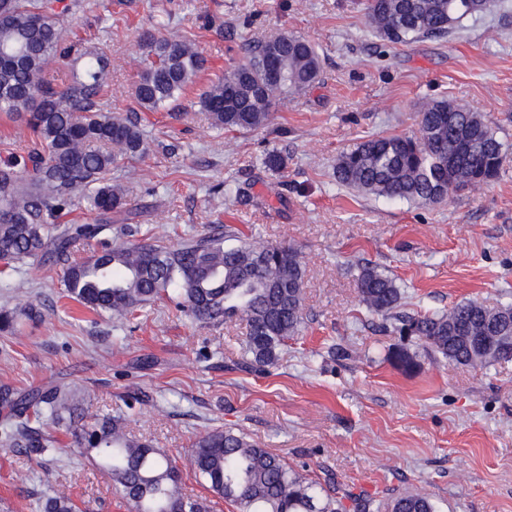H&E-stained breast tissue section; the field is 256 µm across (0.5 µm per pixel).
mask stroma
Returning <instances> with one entry per match:
<instances>
[{"mask_svg":"<svg viewBox=\"0 0 512 512\" xmlns=\"http://www.w3.org/2000/svg\"><path fill=\"white\" fill-rule=\"evenodd\" d=\"M365 0H83L75 30L104 51L112 109L136 113L150 151L113 172L131 220L113 236L171 241L217 226L296 249L304 323L270 366L244 352L245 321H192L158 303L124 339L65 294L61 267L0 265V307L33 317L0 333V383L25 391L85 388L91 416L125 417L132 435L185 460L197 434L242 430L317 481L384 499L424 489L437 512H512V359L455 365L406 344L394 321L359 301L356 267L401 286L398 310L427 314L478 298L512 304V0L459 20L444 38L396 43L368 25ZM195 38L210 69L185 96L186 117L140 109L132 96L143 30ZM280 33L312 42L318 83L280 100L268 126L211 128L194 101L244 47ZM449 99L485 115L506 151L500 177L446 202L375 198L336 183L341 152L369 135L414 134L416 115ZM287 158L275 173L267 151ZM415 353L402 370L398 347ZM41 454L0 446V512H30L57 491L81 512H130L68 429Z\"/></svg>","mask_w":512,"mask_h":512,"instance_id":"obj_1","label":"stroma"}]
</instances>
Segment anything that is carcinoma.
Here are the masks:
<instances>
[{
  "label": "carcinoma",
  "mask_w": 512,
  "mask_h": 512,
  "mask_svg": "<svg viewBox=\"0 0 512 512\" xmlns=\"http://www.w3.org/2000/svg\"><path fill=\"white\" fill-rule=\"evenodd\" d=\"M73 5L63 0H0V112L18 117L11 154L0 158V261L64 266L67 293L85 307L123 327L152 303L168 301L193 320L220 324L244 320L245 353L259 367L273 364L278 350L303 323V268L292 247L252 238L224 245V232L192 236L176 245L151 235L138 244L99 238L126 220L127 200L112 186V169L141 158L148 140L138 120L109 108L108 58L77 45L66 24ZM373 27L393 42L444 38L466 17L457 0H368ZM283 80L269 85L265 62L272 46ZM143 70L134 99L143 109L180 106L188 87L207 68L205 55L186 36L146 30L138 42ZM72 65L67 82L46 78L49 64ZM319 55L310 41L281 33L249 49L243 63L224 71L199 95L200 110L214 128L250 131L268 124L277 99L318 82ZM423 137L373 136L336 160V181L377 197L441 203L463 188L497 179L503 143L484 115L446 99L418 113ZM98 215L94 224H74L57 235L48 220L70 207L74 195ZM99 239L89 259L74 258L79 240ZM357 288L367 310L386 316L401 299L395 277L378 265L359 266ZM399 335L453 364L485 367L512 359V305L477 299L456 303L441 314L404 315ZM498 337L496 349L480 350L471 337ZM80 399L59 386L19 393L0 385V433L9 448L41 453L52 443L45 425L74 421ZM77 445L117 485L133 512H206L184 495L175 457L126 432L122 421L105 417L74 427ZM186 465L215 495L240 512H436L430 496L404 492L386 500L322 484L288 468L279 457L252 444L242 432L213 429L195 437ZM40 512H75L71 498L56 492Z\"/></svg>",
  "instance_id": "1"
}]
</instances>
